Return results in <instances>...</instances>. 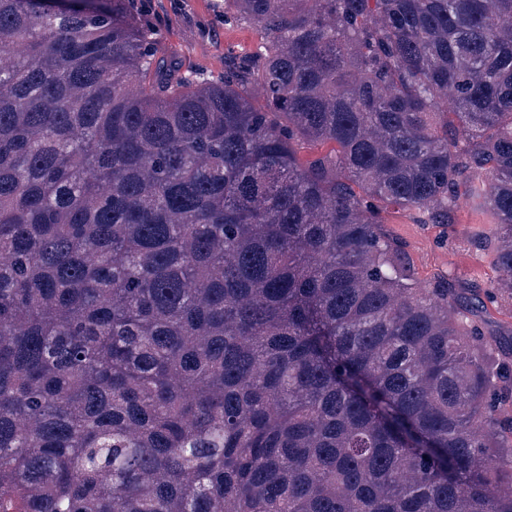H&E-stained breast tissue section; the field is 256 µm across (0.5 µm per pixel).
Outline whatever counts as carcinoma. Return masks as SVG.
I'll return each mask as SVG.
<instances>
[{
    "label": "carcinoma",
    "instance_id": "carcinoma-1",
    "mask_svg": "<svg viewBox=\"0 0 512 512\" xmlns=\"http://www.w3.org/2000/svg\"><path fill=\"white\" fill-rule=\"evenodd\" d=\"M138 2L0 0V512H512V346L380 227L475 187L512 296V0H224L211 79Z\"/></svg>",
    "mask_w": 512,
    "mask_h": 512
}]
</instances>
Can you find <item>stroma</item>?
<instances>
[{
    "mask_svg": "<svg viewBox=\"0 0 512 512\" xmlns=\"http://www.w3.org/2000/svg\"><path fill=\"white\" fill-rule=\"evenodd\" d=\"M147 10L165 43L179 51L186 72L220 75L225 56L252 52L262 41L255 25L225 24L224 0H147ZM459 194L447 223L424 224L418 213L391 207L382 214V229L401 244L420 285L448 276L451 287L472 302V320L487 337L507 346L512 344V298L491 302L483 297L498 275L495 252L488 244L491 220L467 189Z\"/></svg>",
    "mask_w": 512,
    "mask_h": 512,
    "instance_id": "stroma-1",
    "label": "stroma"
}]
</instances>
